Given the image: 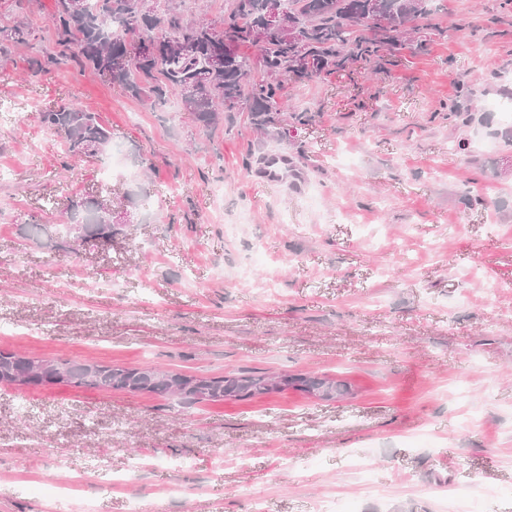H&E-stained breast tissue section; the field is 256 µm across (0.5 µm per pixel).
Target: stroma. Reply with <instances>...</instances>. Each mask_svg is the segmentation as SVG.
I'll return each mask as SVG.
<instances>
[{
  "label": "stroma",
  "mask_w": 512,
  "mask_h": 512,
  "mask_svg": "<svg viewBox=\"0 0 512 512\" xmlns=\"http://www.w3.org/2000/svg\"><path fill=\"white\" fill-rule=\"evenodd\" d=\"M54 5L0 0V31L39 34L0 43V350L358 393L1 385L0 512H456L451 487L512 512V126L486 107L512 99V0H430L383 67L285 81L264 135L47 63ZM70 103L126 172L67 158L39 111ZM119 191L111 245L67 235L71 204Z\"/></svg>",
  "instance_id": "35a3bbf8"
}]
</instances>
